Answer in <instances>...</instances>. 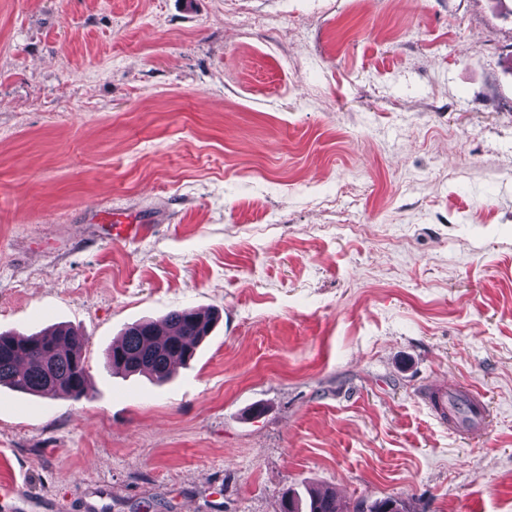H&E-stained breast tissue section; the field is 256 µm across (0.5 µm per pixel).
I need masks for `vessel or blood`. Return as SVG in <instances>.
Instances as JSON below:
<instances>
[{
  "mask_svg": "<svg viewBox=\"0 0 512 512\" xmlns=\"http://www.w3.org/2000/svg\"><path fill=\"white\" fill-rule=\"evenodd\" d=\"M431 413L455 434L477 435L489 422V408L481 394L456 383H439L421 394Z\"/></svg>",
  "mask_w": 512,
  "mask_h": 512,
  "instance_id": "obj_1",
  "label": "vessel or blood"
}]
</instances>
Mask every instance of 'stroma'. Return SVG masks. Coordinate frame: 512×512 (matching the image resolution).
Returning a JSON list of instances; mask_svg holds the SVG:
<instances>
[{"label":"stroma","instance_id":"35a3bbf8","mask_svg":"<svg viewBox=\"0 0 512 512\" xmlns=\"http://www.w3.org/2000/svg\"><path fill=\"white\" fill-rule=\"evenodd\" d=\"M187 307L168 383L111 372ZM59 324L90 389L0 387V512H512V0H0V332ZM214 316L192 308L170 312L164 319V333L154 322L128 326L107 351L106 364L115 373L144 374L163 384L170 380L176 364L194 358L195 349L210 333ZM421 399L448 431L478 435L489 422V408L481 394L457 383H437L421 393ZM463 412H458L454 404ZM302 501L285 496L281 502L280 512H405V507L398 500L385 497L368 501L357 500L352 510H343L336 496L331 492H318L311 494L304 505Z\"/></svg>","mask_w":512,"mask_h":512}]
</instances>
